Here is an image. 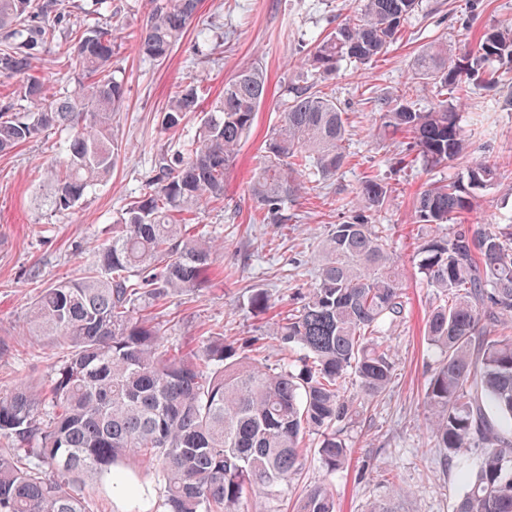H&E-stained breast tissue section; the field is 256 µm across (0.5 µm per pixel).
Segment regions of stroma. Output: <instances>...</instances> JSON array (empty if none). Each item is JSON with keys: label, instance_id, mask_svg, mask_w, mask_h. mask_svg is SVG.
Wrapping results in <instances>:
<instances>
[{"label": "stroma", "instance_id": "1", "mask_svg": "<svg viewBox=\"0 0 512 512\" xmlns=\"http://www.w3.org/2000/svg\"><path fill=\"white\" fill-rule=\"evenodd\" d=\"M359 7V0H201L193 27L211 25L226 37L206 67L202 106H209L241 67L254 62L267 71L269 94L225 177L223 200L203 207L187 226L189 234L203 232L219 243L211 266L197 288L167 296L145 314L179 348L195 349L212 332L223 334L225 345L237 349L259 338L266 359L276 362L279 348L267 334L269 326L301 305L314 284L318 242L331 225L358 214L362 182L381 173L389 185L388 201L371 221L391 229L408 296L404 314L385 335L396 355V371L381 402L362 406L346 427L350 464L330 474L317 456H309L288 495L297 497L306 487L326 482L336 494L338 512H368L371 504L389 500L396 512H453L482 451L463 448L447 459L430 445L424 387L436 354L424 339V326L440 299L421 279L416 248L458 223L416 224L412 213L414 197L427 183L465 170L456 164L437 172L395 164L407 136L379 132L374 105L411 82L412 60L429 44L443 43L456 53L474 45L485 26L511 27L512 0H421L400 38L371 66L344 62L331 76L311 73L304 58L315 39ZM147 11L148 0H112V68L127 94L112 118L116 162L106 185L64 213L37 211L31 198L40 188L42 168L59 157L60 134L47 131L0 154V335L18 339L13 355L0 359L2 392L25 377L50 381L52 346L21 336L34 295L82 276L94 248L111 238L122 210L147 191L156 154L179 149L200 123V114L193 113L179 131L161 124L169 96L188 75L194 40L185 35L164 62L145 60L135 36ZM33 73L44 81L46 93L66 85L68 62L58 44L43 49ZM306 85L336 100L345 112L352 130L346 144L349 162L330 184H308L290 206L291 222L274 224L256 208L250 187L264 144L281 120L288 87ZM495 99L494 92L475 85L458 107L472 158L493 160L499 169L497 185L476 191L467 218L471 224H497L512 216V109ZM396 485L404 496L394 497Z\"/></svg>", "mask_w": 512, "mask_h": 512}]
</instances>
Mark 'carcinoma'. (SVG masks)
<instances>
[{
  "mask_svg": "<svg viewBox=\"0 0 512 512\" xmlns=\"http://www.w3.org/2000/svg\"><path fill=\"white\" fill-rule=\"evenodd\" d=\"M200 0H149L137 35L142 57L163 62L195 18ZM419 0H361L360 12L336 24L307 53L319 76L349 60L373 62L396 39ZM85 26L66 0H0V75L22 77L17 101L0 106V152L52 129L69 131L62 160L44 173L37 210L63 213L112 176V116L126 95L111 70L112 0H90ZM68 40L70 80L47 98L30 76L44 45ZM512 29L486 27L460 55L431 44L414 58L412 79L433 86L436 102L416 108L400 89L379 113L381 126L409 142L399 162L431 170L465 165L466 177L440 179L417 194L416 223L446 224L473 210L471 189L495 184L497 165L468 159L457 102L470 84L502 93L512 105ZM201 74L177 87L163 111L174 131L200 109ZM253 63L224 83L186 148L155 155L149 191L112 225L82 277L41 289L26 317L25 338L51 340L58 352L49 388L26 380L0 393V512H97L117 494L132 512H241L250 493L281 496L309 453L328 472L345 467L344 427L357 415L343 391L355 382L369 405L388 388L395 354L386 323L402 317L405 293L390 229L359 216L334 224L318 249L314 287L304 303L276 320L271 335L282 362L232 352L213 333L196 351L167 344L142 308L199 286L215 239L187 233L186 216L224 197V179L253 128L267 93ZM24 109L16 110L17 102ZM348 125L336 101L292 88L265 147L251 193L270 219L294 218L288 204L347 164ZM388 197L384 180L366 178L358 194L368 211ZM426 286L443 304L426 322L438 352L425 391L433 447L453 456L475 440L486 444L455 512H512V220L435 236L419 248ZM151 466L156 492L129 461ZM295 512H336L327 483L311 486Z\"/></svg>",
  "mask_w": 512,
  "mask_h": 512,
  "instance_id": "1",
  "label": "carcinoma"
}]
</instances>
